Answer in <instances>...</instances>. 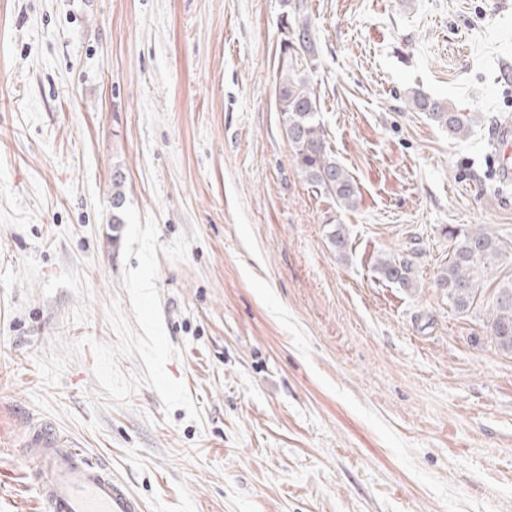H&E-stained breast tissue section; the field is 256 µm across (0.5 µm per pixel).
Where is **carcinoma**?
Segmentation results:
<instances>
[{"label": "carcinoma", "mask_w": 512, "mask_h": 512, "mask_svg": "<svg viewBox=\"0 0 512 512\" xmlns=\"http://www.w3.org/2000/svg\"><path fill=\"white\" fill-rule=\"evenodd\" d=\"M293 3L285 0V5ZM295 11L286 13L283 20L281 41L287 53L278 79V104L282 124L293 149L294 161L307 180L336 197L340 207L353 209L358 204L359 191L352 177L336 163L321 124L317 119L318 102L309 86L305 60L315 55L312 28L304 11L302 0H297ZM410 105L426 113L431 120L448 129V135L460 139L469 126L478 120L477 113L454 111L451 104L441 98L415 93ZM125 176L116 171L112 175V204L116 213L115 224L122 223L117 214L124 203ZM453 241L448 264L438 273L437 286L448 291V301L459 311L466 312L479 298L481 277L498 265L502 249L498 238L486 227L469 231L450 230ZM377 269L388 281L404 288L411 287L412 268L405 259L384 256L378 260ZM488 335L498 349L512 354V281L497 288L492 311L486 321Z\"/></svg>", "instance_id": "1"}]
</instances>
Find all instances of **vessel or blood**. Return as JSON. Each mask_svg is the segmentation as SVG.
I'll use <instances>...</instances> for the list:
<instances>
[{
	"label": "vessel or blood",
	"mask_w": 512,
	"mask_h": 512,
	"mask_svg": "<svg viewBox=\"0 0 512 512\" xmlns=\"http://www.w3.org/2000/svg\"><path fill=\"white\" fill-rule=\"evenodd\" d=\"M501 160L499 177L512 183V125L496 133ZM27 461L38 466V495L45 512H140L141 507L116 484L106 467L91 463L49 423L29 428L23 441Z\"/></svg>",
	"instance_id": "obj_1"
}]
</instances>
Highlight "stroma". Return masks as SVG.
I'll list each match as a JSON object with an SVG mask.
<instances>
[{
  "instance_id": "stroma-1",
  "label": "stroma",
  "mask_w": 512,
  "mask_h": 512,
  "mask_svg": "<svg viewBox=\"0 0 512 512\" xmlns=\"http://www.w3.org/2000/svg\"><path fill=\"white\" fill-rule=\"evenodd\" d=\"M304 2L350 211L283 129L284 0H0V512H43L17 448L32 418L142 512H512V356L484 328L512 280L490 143L512 121V0ZM416 92L480 119L451 138ZM117 169L160 243L198 233L186 262L159 255L157 286L181 350L166 372L199 424L145 385L93 410L90 348L58 386L37 367L57 337L115 343L108 306L131 310ZM479 225L504 254L463 313L435 280L449 228ZM381 254L410 261L412 287ZM377 269L391 283L398 284L403 288L411 287L412 268L407 260L384 256L378 260Z\"/></svg>"
}]
</instances>
